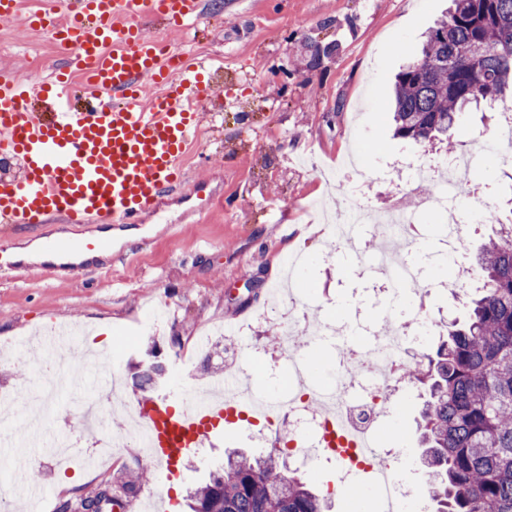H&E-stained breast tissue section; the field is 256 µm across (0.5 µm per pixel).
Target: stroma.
<instances>
[{
	"instance_id": "1",
	"label": "stroma",
	"mask_w": 512,
	"mask_h": 512,
	"mask_svg": "<svg viewBox=\"0 0 512 512\" xmlns=\"http://www.w3.org/2000/svg\"><path fill=\"white\" fill-rule=\"evenodd\" d=\"M452 0H205V12L184 32L162 25L149 35L171 42L205 60L221 83L220 105L201 110L197 144L185 160L190 183H203V194L174 193L162 211L145 224L112 225L109 256L91 259L84 273L60 267L57 258H20L19 250L55 237L73 243L97 237L98 224H41L0 229V400L11 401L16 420L42 439L37 447H2L0 491L16 495L11 462L24 461L47 492L45 512L70 504L79 512L81 496L100 484L118 487L145 462L136 447L116 448L106 464H95L97 450L76 427L83 395L59 393L53 408L33 414L23 394L35 391L33 379L15 375L26 346L53 325L94 327L105 348L117 351L112 378L131 404L143 397L140 384L149 366L159 369L151 383L166 393L177 354L190 367L183 374L181 396L235 371L260 396L271 380L287 378L293 359L282 357L275 341L272 285L281 262L301 250L314 261L293 281L311 298L309 320H326L335 328L379 326L385 296L363 275L357 254L371 233L329 250L320 227L307 223L299 207L311 202L331 213L342 203L350 180L342 162L353 159L378 177L359 189L364 206L398 205L407 179V163L443 158L434 146L422 147L393 135L390 90L401 66L417 56L427 31L446 14ZM37 34L15 25L0 33V74L34 72L47 76L64 60L54 45L37 44ZM499 105L483 104L466 112L458 138L462 146L482 144L497 127ZM377 152H370V145ZM470 181L480 193L463 197L465 234L472 246L492 235L494 227L469 214L470 203L492 206L499 216L512 215V164L504 149L480 154ZM437 215L422 217L426 230L414 252L427 265L431 280L426 309L445 321L461 318L462 297L442 292L444 246L431 230ZM163 304L158 334L142 333L148 308ZM179 344H172V337ZM212 372H204V365ZM78 446V465L64 471L55 446L63 438ZM256 453L245 428L213 430L190 454L174 484L155 477L127 498L125 507L104 512H184L188 490L201 484L224 461L226 452Z\"/></svg>"
}]
</instances>
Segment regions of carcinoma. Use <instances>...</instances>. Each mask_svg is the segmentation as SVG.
I'll return each mask as SVG.
<instances>
[{"label":"carcinoma","instance_id":"cac0c4a2","mask_svg":"<svg viewBox=\"0 0 512 512\" xmlns=\"http://www.w3.org/2000/svg\"><path fill=\"white\" fill-rule=\"evenodd\" d=\"M419 55L397 74L394 135L433 140L458 152L460 114L497 100L512 85V0H453ZM484 278L467 321L448 324V340L412 362L407 382L428 391L422 414L423 464L434 512H512V224L477 251ZM312 477L285 476L274 454L227 457L194 491L192 512H325ZM112 488L81 499L103 512Z\"/></svg>","mask_w":512,"mask_h":512}]
</instances>
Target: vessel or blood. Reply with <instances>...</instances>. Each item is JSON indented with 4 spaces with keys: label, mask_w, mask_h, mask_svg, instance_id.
I'll use <instances>...</instances> for the list:
<instances>
[{
    "label": "vessel or blood",
    "mask_w": 512,
    "mask_h": 512,
    "mask_svg": "<svg viewBox=\"0 0 512 512\" xmlns=\"http://www.w3.org/2000/svg\"><path fill=\"white\" fill-rule=\"evenodd\" d=\"M202 12L203 0H43L24 16L20 0H0V21L24 18L85 73L78 87L63 69L48 80H0V157L14 165L0 172L1 224H140L180 188L201 105L214 99L210 70L144 25L159 17L177 30ZM147 82L168 90L147 99ZM108 247L54 241L46 250ZM140 407L149 458L168 480L174 454L197 447L225 413L223 401L180 410L168 396Z\"/></svg>",
    "instance_id": "vessel-or-blood-1"
}]
</instances>
